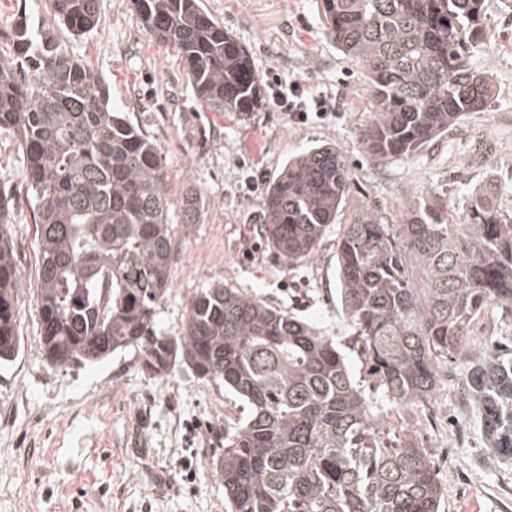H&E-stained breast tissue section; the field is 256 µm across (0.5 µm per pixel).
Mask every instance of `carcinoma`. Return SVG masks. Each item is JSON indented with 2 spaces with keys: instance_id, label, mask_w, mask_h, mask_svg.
Wrapping results in <instances>:
<instances>
[{
  "instance_id": "carcinoma-1",
  "label": "carcinoma",
  "mask_w": 512,
  "mask_h": 512,
  "mask_svg": "<svg viewBox=\"0 0 512 512\" xmlns=\"http://www.w3.org/2000/svg\"><path fill=\"white\" fill-rule=\"evenodd\" d=\"M50 21L0 29V132L16 136L39 222L37 305L46 357L96 362L130 346L147 371L180 363L247 406L224 428L227 512H441L425 449L380 436L385 405L432 399L448 362L488 444L512 463V345L487 346L472 324L490 307L512 326V185L485 176L448 215V198L406 205L399 224L370 208L340 225L336 294L365 357L355 378L336 338L227 286L188 305L183 332L159 328L174 250L165 167L109 86L61 44L101 22L99 0H48ZM340 51L375 100L362 143L376 159L411 157L472 112L494 84L472 67L484 0H317ZM144 31L176 50L194 97L213 112L262 104L249 49L202 0H131ZM351 177L318 145L288 159L267 189L261 229L290 265L314 258L342 214ZM15 201L0 190V361L19 345ZM377 397H372V394Z\"/></svg>"
}]
</instances>
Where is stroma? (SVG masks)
<instances>
[{
    "mask_svg": "<svg viewBox=\"0 0 512 512\" xmlns=\"http://www.w3.org/2000/svg\"><path fill=\"white\" fill-rule=\"evenodd\" d=\"M204 3L250 49L258 75L273 69L329 94L340 116L297 124L267 104L253 112L204 109L176 51L148 36L130 0H99L97 28L60 34L107 79L115 106L164 159L175 242L159 324L179 335L192 297L223 284L346 341L351 329L336 305L340 225L363 207L394 220L404 205L438 191L460 204L490 171L512 179V0H484L483 41L471 63L495 83L487 111L414 156L380 160L367 157L359 136L374 109L366 74L328 36L316 0ZM322 144L345 156L351 191L316 258L291 266L260 233L264 196L288 158ZM0 187L16 201L11 247L22 338L12 360L0 363V512H225L224 425L244 416L241 401L182 366L148 373L135 348L98 362L52 364L38 342L34 205L18 141L3 132ZM190 192L200 204L186 225L181 208ZM386 436L435 457L442 512H512V465L486 448L456 381L427 405L407 407Z\"/></svg>",
    "mask_w": 512,
    "mask_h": 512,
    "instance_id": "obj_1",
    "label": "stroma"
}]
</instances>
